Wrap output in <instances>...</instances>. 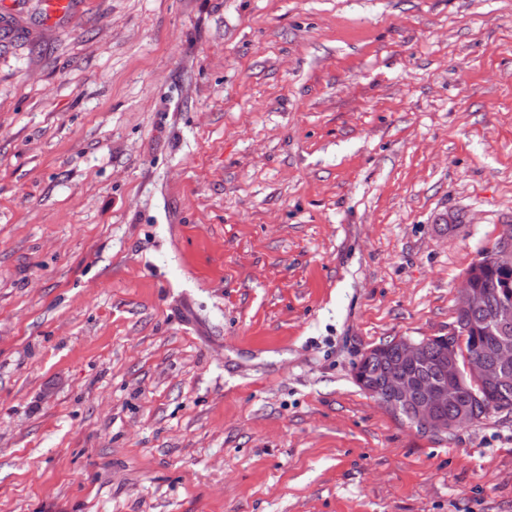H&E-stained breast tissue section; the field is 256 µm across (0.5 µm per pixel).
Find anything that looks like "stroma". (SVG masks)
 I'll use <instances>...</instances> for the list:
<instances>
[{
  "mask_svg": "<svg viewBox=\"0 0 512 512\" xmlns=\"http://www.w3.org/2000/svg\"><path fill=\"white\" fill-rule=\"evenodd\" d=\"M0 0V512H512V412L421 434L512 222V0ZM494 263L509 270L512 268V224H504L494 250L474 262L475 267L485 266L473 276V288L470 275L464 276L462 298L457 310L471 313L486 301L484 293L478 288L488 295L489 302L485 306L471 314L456 312L454 325L449 327L445 335L430 336L419 341L398 338L371 347L358 364L368 368L373 363L380 365L377 380L368 381L359 376V385L391 412H409L413 426L421 433L442 435L459 425L476 421L478 408L483 407L481 397L485 398L486 406L491 409L489 413L492 410L512 411V341L509 338L498 339L489 357H466L463 364L459 360L463 339L469 355L486 353L492 343L489 334L483 333L479 326H471L473 316L479 314L488 318L500 299L512 300V272L497 265H487ZM457 323L468 328L465 338V330H460ZM432 372H437L436 380L424 377ZM510 375L511 379L506 383ZM462 377L470 381H462L461 402L470 399L471 390H475L472 384L479 391L473 392L471 400L458 406L456 412L448 414V406L457 403V386ZM501 384V388L480 397L483 388Z\"/></svg>",
  "mask_w": 512,
  "mask_h": 512,
  "instance_id": "stroma-1",
  "label": "stroma"
}]
</instances>
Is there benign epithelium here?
Returning a JSON list of instances; mask_svg holds the SVG:
<instances>
[{
  "label": "benign epithelium",
  "mask_w": 512,
  "mask_h": 512,
  "mask_svg": "<svg viewBox=\"0 0 512 512\" xmlns=\"http://www.w3.org/2000/svg\"><path fill=\"white\" fill-rule=\"evenodd\" d=\"M497 263L512 268V224L503 226L500 239L491 252L474 262L479 267ZM486 301L485 295L470 285V275L463 280L458 309L471 312ZM512 326V305H500L494 327L502 335L490 356L459 360L465 330L453 325L448 333L419 341L398 338L389 345L369 348L360 360L364 366L380 365L379 378L369 381L358 377L362 388L386 409L409 412L413 426L424 434L442 435L455 427L476 421L480 394L450 413L448 406L457 403V386L466 377L478 389L501 385L512 376V340L507 338Z\"/></svg>",
  "instance_id": "7a95c632"
}]
</instances>
